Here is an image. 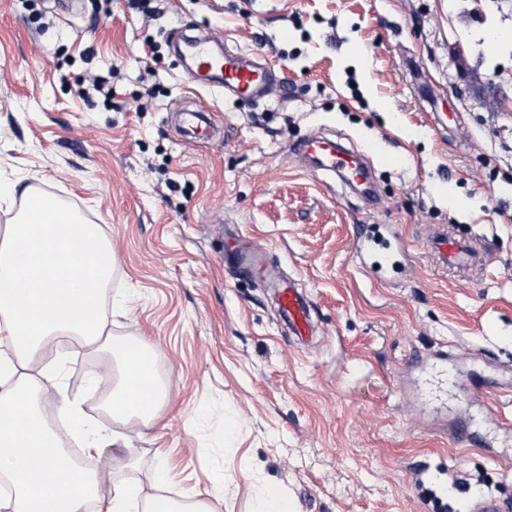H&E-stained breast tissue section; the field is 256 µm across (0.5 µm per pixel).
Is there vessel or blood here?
I'll use <instances>...</instances> for the list:
<instances>
[{
  "mask_svg": "<svg viewBox=\"0 0 512 512\" xmlns=\"http://www.w3.org/2000/svg\"><path fill=\"white\" fill-rule=\"evenodd\" d=\"M189 48L191 62L185 77L188 90L217 88L237 97L260 100L273 87L283 83L280 72L264 61L257 52L240 49L218 53L203 37L191 41ZM205 110V105L199 103L184 113L188 132L199 140L208 137L209 122ZM297 154L303 169L329 172L344 185L358 186L364 195H372L373 175L367 152L350 150L334 141L314 135L298 149ZM227 238L228 258L231 263L239 271L274 289L279 315L287 324L290 335L300 339L312 335V305L308 298L292 282L279 277L263 255L250 249L238 228H229ZM378 243L379 240L370 225L360 226L355 239L357 253L360 258L370 259L371 269L380 274L386 271L390 255L377 252ZM426 248L438 268L446 272L480 262L483 255L481 239H462L445 226L430 231ZM461 509L462 512H512L511 505L500 502L491 495L465 500Z\"/></svg>",
  "mask_w": 512,
  "mask_h": 512,
  "instance_id": "b4317fda",
  "label": "vessel or blood"
}]
</instances>
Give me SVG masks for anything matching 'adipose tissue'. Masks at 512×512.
Segmentation results:
<instances>
[{"label":"adipose tissue","instance_id":"ef3b65f1","mask_svg":"<svg viewBox=\"0 0 512 512\" xmlns=\"http://www.w3.org/2000/svg\"><path fill=\"white\" fill-rule=\"evenodd\" d=\"M111 272L98 225L74 231L68 216L43 205L0 227V480L9 485V505L12 512H86L95 500L104 512H211L188 494L145 497L122 482L104 491L103 476L72 462L66 440L37 405L59 369L33 368L34 359L50 340L75 336L112 360L111 429L87 418L79 399L62 401L83 448L120 456L122 428L154 420L167 390L153 358L111 334L99 303Z\"/></svg>","mask_w":512,"mask_h":512}]
</instances>
